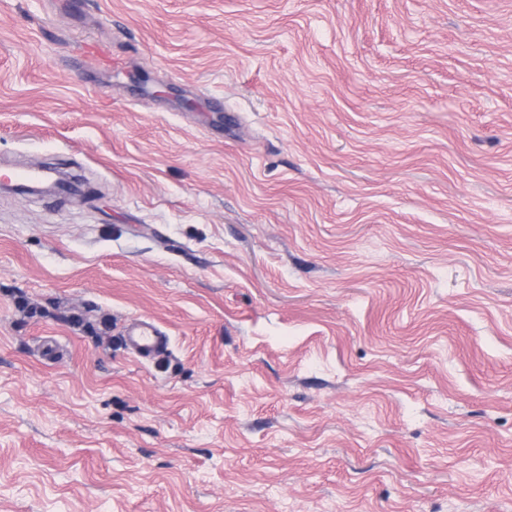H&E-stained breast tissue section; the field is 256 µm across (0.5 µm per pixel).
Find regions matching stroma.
<instances>
[{
  "label": "stroma",
  "mask_w": 512,
  "mask_h": 512,
  "mask_svg": "<svg viewBox=\"0 0 512 512\" xmlns=\"http://www.w3.org/2000/svg\"><path fill=\"white\" fill-rule=\"evenodd\" d=\"M36 165L0 512H512V0H0ZM124 336L127 344L142 358L161 355L169 344V337L151 321L137 320L129 324Z\"/></svg>",
  "instance_id": "1"
}]
</instances>
